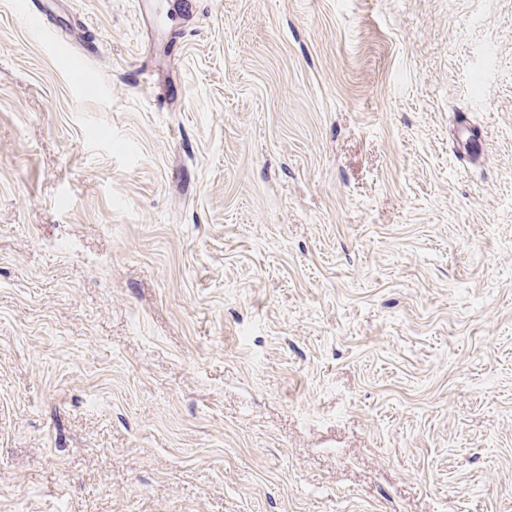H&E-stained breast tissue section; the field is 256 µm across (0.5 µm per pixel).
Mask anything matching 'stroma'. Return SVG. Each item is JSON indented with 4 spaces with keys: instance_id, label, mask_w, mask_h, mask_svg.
<instances>
[{
    "instance_id": "stroma-1",
    "label": "stroma",
    "mask_w": 512,
    "mask_h": 512,
    "mask_svg": "<svg viewBox=\"0 0 512 512\" xmlns=\"http://www.w3.org/2000/svg\"><path fill=\"white\" fill-rule=\"evenodd\" d=\"M46 22L97 53L0 0V512H512V0Z\"/></svg>"
}]
</instances>
